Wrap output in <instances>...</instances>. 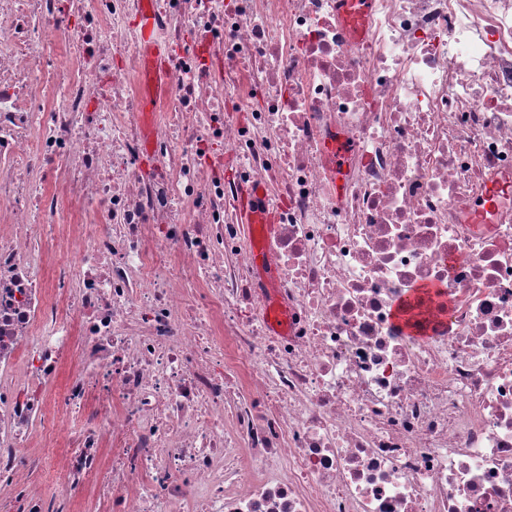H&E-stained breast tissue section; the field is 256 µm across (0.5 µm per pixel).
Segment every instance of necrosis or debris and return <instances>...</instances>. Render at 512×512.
<instances>
[{
	"label": "necrosis or debris",
	"instance_id": "obj_1",
	"mask_svg": "<svg viewBox=\"0 0 512 512\" xmlns=\"http://www.w3.org/2000/svg\"><path fill=\"white\" fill-rule=\"evenodd\" d=\"M143 4L0 0V512H512V0H153L149 141ZM138 29L141 43L144 48V72L147 82V90L143 97L144 115L154 111L157 96L167 92L166 60L162 51L154 41V16L146 10L138 16ZM244 195L248 200L244 210V222L246 224H266L270 229L275 224V214L266 205L262 190L254 186L248 189ZM58 448H63L60 441H50L48 439H43L42 442H39L37 447L31 448L32 452L41 456L45 462L40 471L41 479L45 482L59 483L60 481L48 463L49 460L55 455V452Z\"/></svg>",
	"mask_w": 512,
	"mask_h": 512
}]
</instances>
